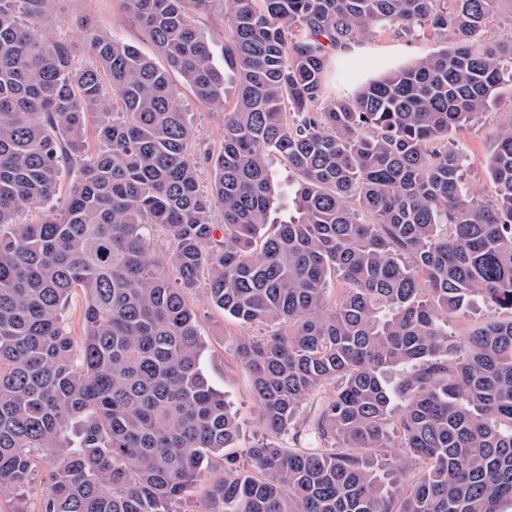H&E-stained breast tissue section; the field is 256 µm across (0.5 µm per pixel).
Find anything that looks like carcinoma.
Here are the masks:
<instances>
[{
	"label": "carcinoma",
	"mask_w": 512,
	"mask_h": 512,
	"mask_svg": "<svg viewBox=\"0 0 512 512\" xmlns=\"http://www.w3.org/2000/svg\"><path fill=\"white\" fill-rule=\"evenodd\" d=\"M49 2L0 0V496L14 512L33 448L61 449L41 512H172L234 447L236 415L201 368L200 284L252 329L229 348L266 434L211 483L221 512L512 507V125L486 160L488 199L451 138L512 82V42L487 37L505 0H223L222 68L195 23L216 0H123L162 61L91 30L84 64L33 35ZM380 26L451 42L323 100L332 52ZM175 76L224 113L217 154L194 151ZM275 154L298 178L283 224L269 223ZM28 209L37 221L19 223ZM78 290L75 338L63 313ZM479 300L509 316L450 339ZM303 424L317 447L278 443Z\"/></svg>",
	"instance_id": "cac0c4a2"
}]
</instances>
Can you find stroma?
Listing matches in <instances>:
<instances>
[{
	"label": "stroma",
	"instance_id": "obj_1",
	"mask_svg": "<svg viewBox=\"0 0 512 512\" xmlns=\"http://www.w3.org/2000/svg\"><path fill=\"white\" fill-rule=\"evenodd\" d=\"M48 12L47 36L66 42L75 57L84 55L83 27L87 24L137 47L142 53L154 51L138 22L125 13L122 0H50ZM446 42L445 35L420 29L401 36L379 30L360 38L362 54L333 55L323 81L324 96L333 99L355 95L365 83L441 49ZM178 91L192 124L195 150L217 152L224 134L223 114L210 110L186 86H179ZM511 123L512 84L505 82L498 87L483 114L452 134L469 156L464 178L480 197L493 192L486 176L485 160L499 130ZM188 300L199 314V332L205 343L202 368L211 385L223 392L225 402L239 419V438L229 451L230 456L238 458L244 448L262 435L251 379L233 362L224 343L225 337L239 333L240 327L211 304L205 287L193 289Z\"/></svg>",
	"mask_w": 512,
	"mask_h": 512
}]
</instances>
